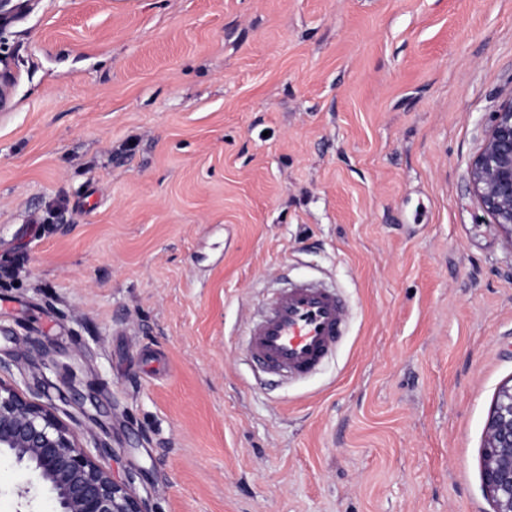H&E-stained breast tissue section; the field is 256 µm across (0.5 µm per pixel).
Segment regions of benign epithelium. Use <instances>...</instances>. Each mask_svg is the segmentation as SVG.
<instances>
[{
	"label": "benign epithelium",
	"mask_w": 512,
	"mask_h": 512,
	"mask_svg": "<svg viewBox=\"0 0 512 512\" xmlns=\"http://www.w3.org/2000/svg\"><path fill=\"white\" fill-rule=\"evenodd\" d=\"M471 182L512 250V96L493 114L471 163ZM2 449L51 487L60 512H151L146 501L88 454L76 428L0 380ZM481 477L492 512H512V379L500 387L490 412Z\"/></svg>",
	"instance_id": "7a95c632"
}]
</instances>
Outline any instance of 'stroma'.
I'll use <instances>...</instances> for the list:
<instances>
[{
	"label": "stroma",
	"instance_id": "obj_1",
	"mask_svg": "<svg viewBox=\"0 0 512 512\" xmlns=\"http://www.w3.org/2000/svg\"><path fill=\"white\" fill-rule=\"evenodd\" d=\"M0 18V362L152 512H490L512 252L470 183L512 0H23ZM348 329L240 351L289 281ZM0 456V512H57ZM347 311L332 288L313 283L281 291L244 335L248 356L263 370L305 376L336 349L346 328Z\"/></svg>",
	"mask_w": 512,
	"mask_h": 512
}]
</instances>
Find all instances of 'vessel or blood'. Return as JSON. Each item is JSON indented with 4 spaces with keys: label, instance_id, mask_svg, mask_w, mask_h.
<instances>
[{
    "label": "vessel or blood",
    "instance_id": "obj_1",
    "mask_svg": "<svg viewBox=\"0 0 512 512\" xmlns=\"http://www.w3.org/2000/svg\"><path fill=\"white\" fill-rule=\"evenodd\" d=\"M346 320V306L334 289L295 284L268 304L261 319L250 322L245 349L266 372L305 376L333 354Z\"/></svg>",
    "mask_w": 512,
    "mask_h": 512
}]
</instances>
